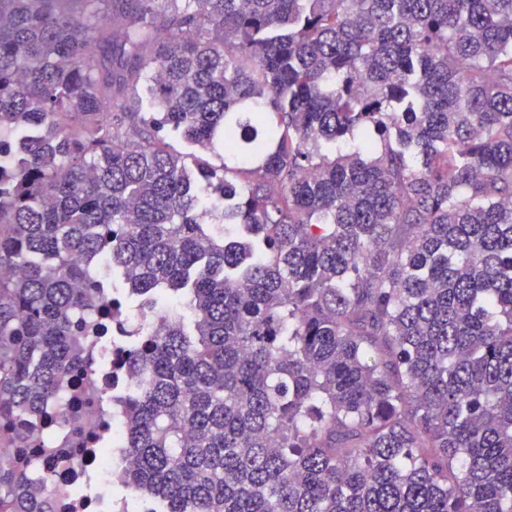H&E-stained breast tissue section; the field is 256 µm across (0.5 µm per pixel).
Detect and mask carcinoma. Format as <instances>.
<instances>
[{"label": "carcinoma", "mask_w": 512, "mask_h": 512, "mask_svg": "<svg viewBox=\"0 0 512 512\" xmlns=\"http://www.w3.org/2000/svg\"><path fill=\"white\" fill-rule=\"evenodd\" d=\"M0 130V512H57L41 410L163 294L157 512H512V0H0Z\"/></svg>", "instance_id": "carcinoma-1"}]
</instances>
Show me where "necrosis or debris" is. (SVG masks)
<instances>
[{
    "label": "necrosis or debris",
    "mask_w": 512,
    "mask_h": 512,
    "mask_svg": "<svg viewBox=\"0 0 512 512\" xmlns=\"http://www.w3.org/2000/svg\"><path fill=\"white\" fill-rule=\"evenodd\" d=\"M87 353L91 369L86 382L95 392L93 403L81 408L78 419H71L67 410L73 399L72 391L60 386L49 409L54 422L40 430L38 438L44 446L70 448L76 430L88 434L90 451L83 460L52 474L53 490L63 502L61 512H130L124 492L128 473L119 447L120 408L116 398L125 387L136 385L138 379L113 369L119 351L112 340L91 337Z\"/></svg>",
    "instance_id": "necrosis-or-debris-1"
}]
</instances>
